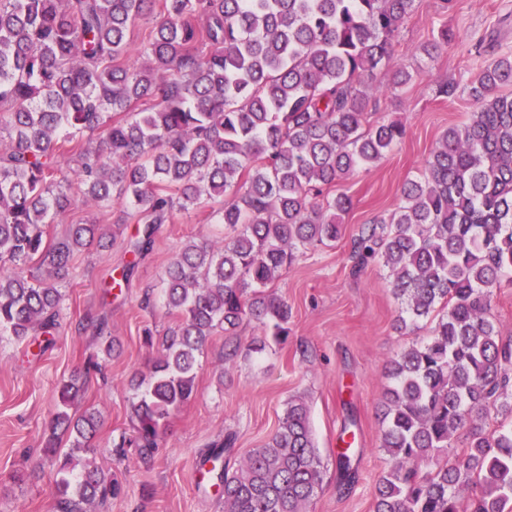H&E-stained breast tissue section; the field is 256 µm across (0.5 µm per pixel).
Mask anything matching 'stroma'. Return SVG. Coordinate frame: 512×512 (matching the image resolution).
Returning a JSON list of instances; mask_svg holds the SVG:
<instances>
[{
  "instance_id": "obj_1",
  "label": "stroma",
  "mask_w": 512,
  "mask_h": 512,
  "mask_svg": "<svg viewBox=\"0 0 512 512\" xmlns=\"http://www.w3.org/2000/svg\"><path fill=\"white\" fill-rule=\"evenodd\" d=\"M444 24L454 30V42L435 56L425 55L424 45ZM480 42L495 55H512V0H454L448 10L441 0H415L389 67L374 80L384 93L373 120L400 121L405 136L375 167L336 184L335 193L352 200L342 238L304 250L271 286L292 311L287 343L271 341L262 352H251L250 344L263 334L255 320L241 326L234 342L216 329L200 359L196 394L171 418L153 459H140L132 448L123 457L114 451L121 437L133 434L131 381L147 375L157 355L142 331L175 325L163 296L167 266L190 240H223L224 227L213 217L218 205L204 203L158 225L152 249L134 265L125 245L137 222L121 206L98 216L76 206L48 226L50 235L59 236L67 225L94 219L116 239L75 255L61 287L62 319L53 349L37 356L31 346L0 335V512H54L56 467L42 452L47 424L59 384L82 375L92 356L102 371L87 382L75 408L101 411L92 458L122 485L97 512H224L216 488L200 478L201 456L231 434L230 463L238 465L273 435L294 397L309 406L322 462V488L307 512H373L375 486L390 466L381 448L379 413L389 383L386 367L397 353L426 341L430 323L397 330L401 304L388 269L377 261L352 277L350 240L361 224L400 205L404 182L424 170L443 131L474 112L465 87L488 61L475 51ZM402 67L420 72V79L394 86L392 73ZM441 81L459 84L454 98L437 96ZM120 277L125 285L114 288ZM87 315L105 319L107 336H97L91 325L76 330ZM110 339L115 350L108 353ZM348 425L355 428L360 479L343 495L336 488V448Z\"/></svg>"
}]
</instances>
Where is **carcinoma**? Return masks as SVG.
I'll use <instances>...</instances> for the list:
<instances>
[{
	"label": "carcinoma",
	"instance_id": "cac0c4a2",
	"mask_svg": "<svg viewBox=\"0 0 512 512\" xmlns=\"http://www.w3.org/2000/svg\"><path fill=\"white\" fill-rule=\"evenodd\" d=\"M415 0H0V332L53 344L61 284L75 252L102 243L94 223L46 240V225L77 205L119 203L145 227L208 201L224 243L191 241L175 254L164 298L175 326L146 341L159 356L132 381L127 445L151 459L170 418L195 394L198 359L218 329L250 318L281 343L288 304L268 288L310 247L342 235L337 182L383 159L403 136L373 124L361 84L391 59ZM156 23L140 54L128 33ZM454 39L443 27L429 57ZM512 56L491 60L466 85L476 107L448 127L402 202L352 238L351 272L383 261L407 321L432 320L431 337L392 358L380 402L390 469L374 512H505L512 500V425L487 433L473 417L512 416V340L491 314L493 290L512 272ZM102 132L101 145L91 135ZM36 266L32 274L30 266ZM83 385L58 391L51 436L91 452L101 413L72 412ZM469 428L461 459L448 444ZM234 438L202 459L222 487L224 512H305L322 488L308 406L291 399L278 428L235 469ZM336 453L350 491L355 437ZM120 490L116 478L69 453L57 467L55 512H90Z\"/></svg>",
	"mask_w": 512,
	"mask_h": 512
}]
</instances>
